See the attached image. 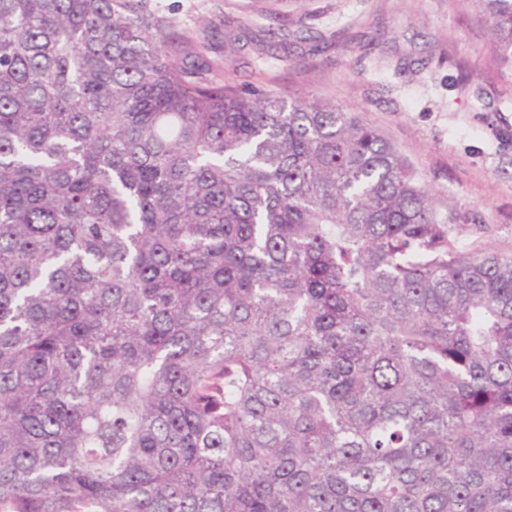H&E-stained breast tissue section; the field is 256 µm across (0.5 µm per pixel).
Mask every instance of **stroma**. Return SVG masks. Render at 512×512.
Masks as SVG:
<instances>
[{
	"mask_svg": "<svg viewBox=\"0 0 512 512\" xmlns=\"http://www.w3.org/2000/svg\"><path fill=\"white\" fill-rule=\"evenodd\" d=\"M147 3L211 75L377 127L441 206L475 214L480 242L512 252V72L488 55L473 0Z\"/></svg>",
	"mask_w": 512,
	"mask_h": 512,
	"instance_id": "obj_1",
	"label": "stroma"
}]
</instances>
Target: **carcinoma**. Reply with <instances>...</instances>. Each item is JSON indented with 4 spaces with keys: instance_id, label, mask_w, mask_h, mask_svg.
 I'll list each match as a JSON object with an SVG mask.
<instances>
[{
    "instance_id": "carcinoma-1",
    "label": "carcinoma",
    "mask_w": 512,
    "mask_h": 512,
    "mask_svg": "<svg viewBox=\"0 0 512 512\" xmlns=\"http://www.w3.org/2000/svg\"><path fill=\"white\" fill-rule=\"evenodd\" d=\"M183 52L147 0H0V512H512V254Z\"/></svg>"
}]
</instances>
